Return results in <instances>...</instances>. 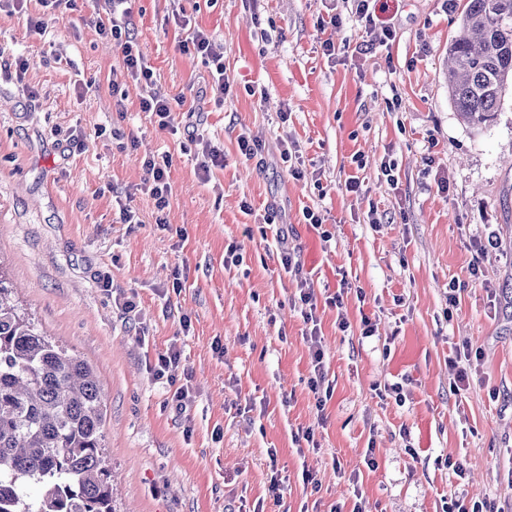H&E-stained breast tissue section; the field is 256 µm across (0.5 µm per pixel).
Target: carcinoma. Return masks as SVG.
I'll return each mask as SVG.
<instances>
[{
	"instance_id": "cac0c4a2",
	"label": "carcinoma",
	"mask_w": 512,
	"mask_h": 512,
	"mask_svg": "<svg viewBox=\"0 0 512 512\" xmlns=\"http://www.w3.org/2000/svg\"><path fill=\"white\" fill-rule=\"evenodd\" d=\"M448 72L460 119L492 122L512 83V0H468ZM102 422L91 369L38 330L0 270V512H116Z\"/></svg>"
}]
</instances>
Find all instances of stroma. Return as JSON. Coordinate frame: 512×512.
Here are the masks:
<instances>
[{
    "instance_id": "stroma-1",
    "label": "stroma",
    "mask_w": 512,
    "mask_h": 512,
    "mask_svg": "<svg viewBox=\"0 0 512 512\" xmlns=\"http://www.w3.org/2000/svg\"><path fill=\"white\" fill-rule=\"evenodd\" d=\"M465 4L387 0L384 45L352 22L319 30L348 14V0H136L156 89L179 103L164 130L140 110L120 52L80 20L105 0L81 2L42 35L27 26L40 0L0 11V263L41 331L98 380L119 512H351L358 499L365 512H445L462 489L512 512V88L491 125L458 119L444 62ZM182 11L224 56L223 105L208 93V67L179 48ZM324 36L338 55L323 53ZM17 57L21 77L8 66ZM89 78L95 86L81 89ZM72 132L84 148H68ZM244 132L263 140L262 160L240 154ZM198 137L224 153L207 180ZM149 156L170 159L161 213ZM124 205L138 223L121 222ZM307 208L321 229L306 224ZM232 245L240 263L226 259ZM285 250L317 299L333 387L321 409ZM118 294L135 309L115 305ZM337 295L341 306L330 305ZM173 344L177 383L195 395L183 413L150 369ZM463 346L480 356L458 389L450 360ZM397 382L401 397L386 394ZM308 429L314 446L298 447Z\"/></svg>"
}]
</instances>
